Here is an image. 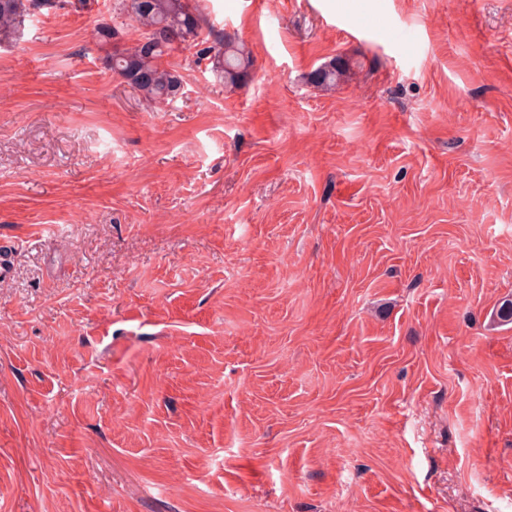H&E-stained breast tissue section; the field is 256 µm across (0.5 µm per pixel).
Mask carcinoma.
Wrapping results in <instances>:
<instances>
[{
	"label": "carcinoma",
	"mask_w": 512,
	"mask_h": 512,
	"mask_svg": "<svg viewBox=\"0 0 512 512\" xmlns=\"http://www.w3.org/2000/svg\"><path fill=\"white\" fill-rule=\"evenodd\" d=\"M52 4V0H0V34L17 29L22 18ZM115 9L128 16L139 32L129 48L115 43L119 31L104 24L95 30L98 46L110 48L104 63L112 73L154 104H169L182 94L177 71L164 64L174 46L196 48V62L211 65L224 84L243 87L254 78L252 54L242 45L227 42L214 30H204V18L194 0H117ZM350 73L348 62L337 57L313 70L310 85L329 90Z\"/></svg>",
	"instance_id": "carcinoma-1"
}]
</instances>
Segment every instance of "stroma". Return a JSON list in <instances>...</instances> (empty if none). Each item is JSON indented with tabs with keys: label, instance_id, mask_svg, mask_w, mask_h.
Segmentation results:
<instances>
[{
	"label": "stroma",
	"instance_id": "stroma-1",
	"mask_svg": "<svg viewBox=\"0 0 512 512\" xmlns=\"http://www.w3.org/2000/svg\"><path fill=\"white\" fill-rule=\"evenodd\" d=\"M197 2L0 36V512H512V0ZM139 32L129 48L115 43L119 31L104 24L95 30L101 48L109 47L104 63L112 73L157 105L170 104L182 94L183 81L164 64L174 46L196 48V62L211 64L224 85L247 86L254 78V60L244 45L224 41L211 27L204 34V18L193 0H117ZM349 73L350 67L348 62L342 57H337L313 70L309 74L308 82L314 88L329 90L335 88Z\"/></svg>",
	"mask_w": 512,
	"mask_h": 512
}]
</instances>
